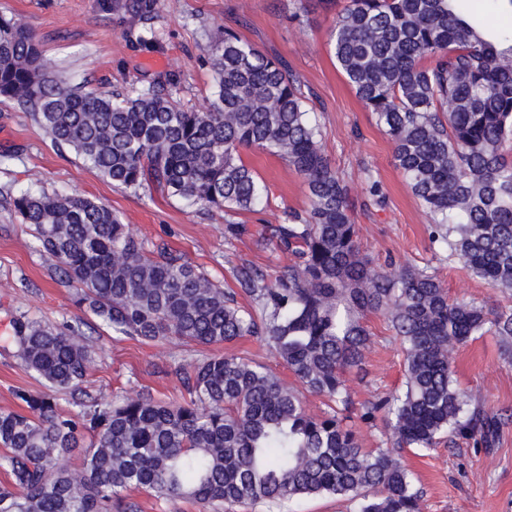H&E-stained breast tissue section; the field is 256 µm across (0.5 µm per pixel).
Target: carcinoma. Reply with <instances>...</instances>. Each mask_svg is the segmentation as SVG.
I'll list each match as a JSON object with an SVG mask.
<instances>
[{
	"label": "carcinoma",
	"mask_w": 512,
	"mask_h": 512,
	"mask_svg": "<svg viewBox=\"0 0 512 512\" xmlns=\"http://www.w3.org/2000/svg\"><path fill=\"white\" fill-rule=\"evenodd\" d=\"M148 48L163 0H102ZM336 63L391 140L396 167L431 216V244L448 264L508 295L488 309L452 300L429 267L362 252L357 205L321 143V126L285 61L226 28L212 49L214 90L187 108L161 82L104 94L76 86L19 17L0 15V99L27 113L52 142L73 150L113 185L150 182L224 220L268 197L242 151L284 160L309 207L283 211L275 246L290 259L272 282L248 265L235 294L165 246L148 249L103 202L49 194L32 184L11 196L33 250L80 286L76 304L118 336L199 346L253 336L296 385L226 353L180 369L188 399L164 405L137 393L62 412L51 396L18 390L24 411H0V512H135L126 491L145 489L205 508L279 504L333 495L354 512H422V491L402 463L459 440L496 444L512 414L490 413L459 388L453 355L491 335L512 357V25L471 16L467 0H349L328 35ZM383 318L403 355L404 382L362 407L382 420L385 447L362 448L346 421L348 376L362 370ZM10 343L25 368L57 390L76 389L91 360L80 327L13 317ZM329 410L307 411L299 389Z\"/></svg>",
	"instance_id": "carcinoma-1"
}]
</instances>
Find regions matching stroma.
<instances>
[{
    "label": "stroma",
    "instance_id": "stroma-1",
    "mask_svg": "<svg viewBox=\"0 0 512 512\" xmlns=\"http://www.w3.org/2000/svg\"><path fill=\"white\" fill-rule=\"evenodd\" d=\"M347 2L334 0L326 9L307 6L293 21L292 0H164L148 49L117 13L101 9L100 0H0V14L22 17L45 53L76 83L112 92L169 78L177 84L176 98L199 109L213 91L205 63L210 47L225 29L236 30L264 53L283 59L309 92V105L322 127V147L353 197L363 198L367 179L380 182L384 203L357 208L354 215L360 245L374 264L390 256L420 266L433 262L450 299L496 306L504 300L501 293L465 270L433 260L429 217L394 164L393 144L337 66L327 32ZM243 158L266 186L269 203L228 224L222 211L199 214L156 186L132 192L112 185L73 151L55 146L14 104L0 103V410L19 409L15 393L20 389L52 393L64 411L75 410L80 402L106 403L135 392L177 403L186 396L180 368L225 352L264 364L291 382L281 360L253 337L201 347L183 341L146 344L116 335L75 306V284L60 280L50 261L33 251L29 228L3 197L35 183L51 193L98 199L146 245L167 244L235 290L239 304L247 306L250 298L237 290V267L250 263L271 278L287 265V253L262 239L260 231L280 224L285 210L306 209L308 200L300 176L281 159L254 150L244 151ZM19 313L60 327L82 320L93 367L81 391L50 389L25 369L3 340ZM367 325L373 343L363 376L350 381L359 408L404 380L398 344L383 319L368 316ZM452 370L459 387L491 411L512 410V364L501 358L495 337H475L455 355ZM403 460L419 479L423 512H512V424L491 448L442 444L425 454L405 450Z\"/></svg>",
    "mask_w": 512,
    "mask_h": 512
}]
</instances>
